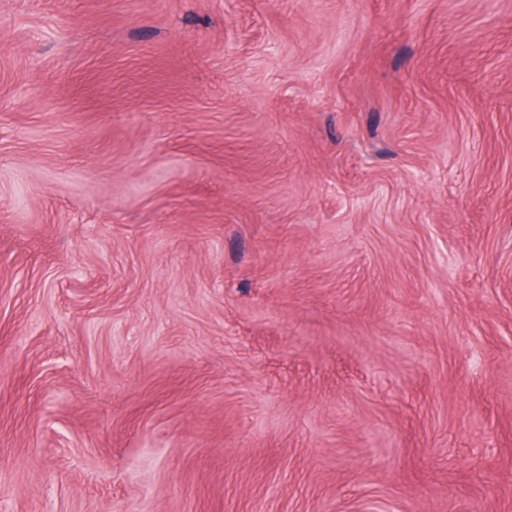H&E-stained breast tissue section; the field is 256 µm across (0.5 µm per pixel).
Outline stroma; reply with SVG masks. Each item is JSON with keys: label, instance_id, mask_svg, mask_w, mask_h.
<instances>
[{"label": "stroma", "instance_id": "35a3bbf8", "mask_svg": "<svg viewBox=\"0 0 512 512\" xmlns=\"http://www.w3.org/2000/svg\"><path fill=\"white\" fill-rule=\"evenodd\" d=\"M512 512V0H0V512Z\"/></svg>", "mask_w": 512, "mask_h": 512}]
</instances>
